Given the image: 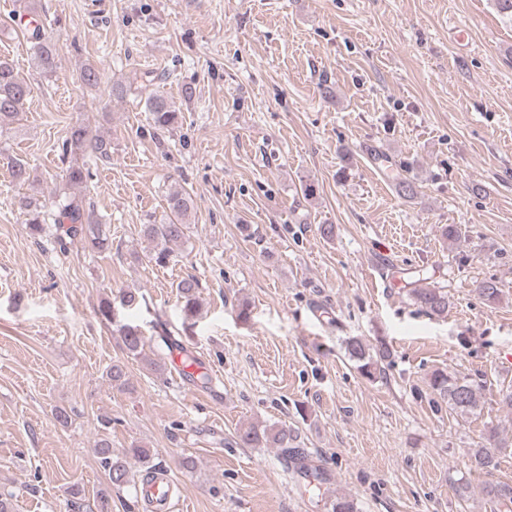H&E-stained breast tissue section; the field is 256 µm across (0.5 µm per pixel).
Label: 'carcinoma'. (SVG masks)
Listing matches in <instances>:
<instances>
[{"mask_svg": "<svg viewBox=\"0 0 512 512\" xmlns=\"http://www.w3.org/2000/svg\"><path fill=\"white\" fill-rule=\"evenodd\" d=\"M28 39L39 66L48 75L54 73L57 48L53 40L38 25L28 31ZM79 80L84 86L95 88L101 81L100 71L88 64L80 70ZM29 93L27 83L13 65L0 58V128L12 122L23 110ZM147 112L149 124L157 131H168L179 124V108L162 94L156 93L149 99ZM63 151L69 157V165L65 170L67 192L51 205L43 202L35 193L23 197L19 200V209L24 216L23 223L32 237L41 236L46 226L51 224L60 240L66 236H78L89 248L104 250L109 245L106 225L91 221L82 192L87 189L91 178L90 159L110 158L111 142L104 136L93 133L89 127L78 124L68 130ZM9 173L12 180L19 184L30 181L27 163L20 158L12 161ZM193 206L191 195L184 189H173L166 195L163 221L159 224H144L141 228L143 236L154 244V252L149 254L148 259L159 264L165 263L170 255V246L186 239ZM175 288L183 299L185 312L193 313L197 304L199 282L194 278H184L176 283ZM410 296L431 315L448 314V291L443 286H418L410 289ZM120 332L128 358L142 360L154 370H159V365L145 355L146 341L138 327L124 324ZM346 351L358 363L361 373L369 379L383 371L384 363L391 356V349L386 342L381 340L377 345L369 346L356 337L346 341ZM106 377L114 385L126 386V365L112 364L106 371ZM429 387L433 394L431 404L438 412L446 408L448 413L466 420L481 411L484 382L478 376L474 378L469 374L436 370L429 378ZM238 440L247 447L278 448L284 461L294 464L296 471L305 478L324 479L323 474L301 465L304 455L295 446L296 436L282 427L272 425L260 429L252 426L239 432ZM98 454L109 484L116 488L134 481V464L148 470L152 468V454L148 448H130L124 454L117 455L112 452L110 443L103 439L98 444ZM484 493L490 500L502 505L512 503V486L508 484L489 485Z\"/></svg>", "mask_w": 512, "mask_h": 512, "instance_id": "1", "label": "carcinoma"}]
</instances>
